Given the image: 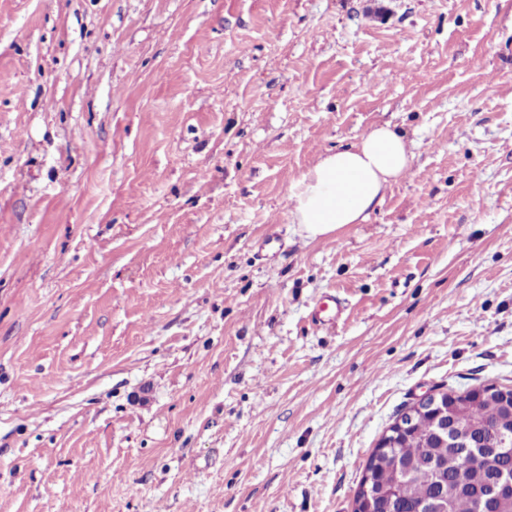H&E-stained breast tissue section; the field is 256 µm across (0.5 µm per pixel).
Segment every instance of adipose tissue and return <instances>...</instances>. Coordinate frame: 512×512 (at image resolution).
<instances>
[{"label": "adipose tissue", "mask_w": 512, "mask_h": 512, "mask_svg": "<svg viewBox=\"0 0 512 512\" xmlns=\"http://www.w3.org/2000/svg\"><path fill=\"white\" fill-rule=\"evenodd\" d=\"M413 159L402 132L387 125L371 128L355 144L321 156L291 187L292 223L315 239L364 222Z\"/></svg>", "instance_id": "adipose-tissue-1"}]
</instances>
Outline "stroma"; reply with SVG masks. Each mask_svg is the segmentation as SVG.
<instances>
[{
	"label": "stroma",
	"mask_w": 512,
	"mask_h": 512,
	"mask_svg": "<svg viewBox=\"0 0 512 512\" xmlns=\"http://www.w3.org/2000/svg\"><path fill=\"white\" fill-rule=\"evenodd\" d=\"M385 123L409 172L305 238L291 186ZM491 383L512 0H0V512H352L409 404Z\"/></svg>",
	"instance_id": "obj_1"
}]
</instances>
